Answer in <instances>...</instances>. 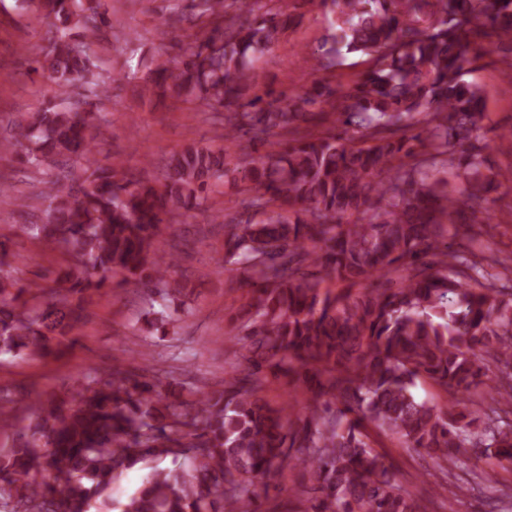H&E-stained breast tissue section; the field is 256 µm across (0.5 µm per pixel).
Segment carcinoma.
<instances>
[{
  "label": "carcinoma",
  "instance_id": "cac0c4a2",
  "mask_svg": "<svg viewBox=\"0 0 512 512\" xmlns=\"http://www.w3.org/2000/svg\"><path fill=\"white\" fill-rule=\"evenodd\" d=\"M162 19L192 23L182 65L151 58L153 92L215 112L224 144L170 156L162 182L122 162L87 160L92 130L108 123L114 84L130 68L98 73L92 46L120 22L103 0H30L50 34L32 72L52 97L0 136V158L34 170L17 192L0 171V197L45 221L23 232L70 259L63 288L22 283L20 255L0 239V356L46 357L74 335L107 281L144 291V321L166 324L156 299L179 300L177 258L158 253L181 209L235 189L246 218L224 225V262L250 287L240 362L224 390L186 407L168 391L177 368L136 379L114 367L14 413L0 387V512H261L254 479L289 472L296 492L266 512H428L369 429L432 461L471 451L512 468V264L470 246L495 228L490 195L512 170L489 166L474 133L487 119L482 86L465 66L512 52V0H301L329 19L312 69L347 54L368 68L345 82L319 78L296 92H253L257 63L297 26L295 0H169ZM342 288L322 290L324 278ZM299 389V411L271 405L266 384ZM428 379L447 397L418 399ZM484 387L506 408L481 407ZM141 489L112 500V484L149 459Z\"/></svg>",
  "mask_w": 512,
  "mask_h": 512
}]
</instances>
